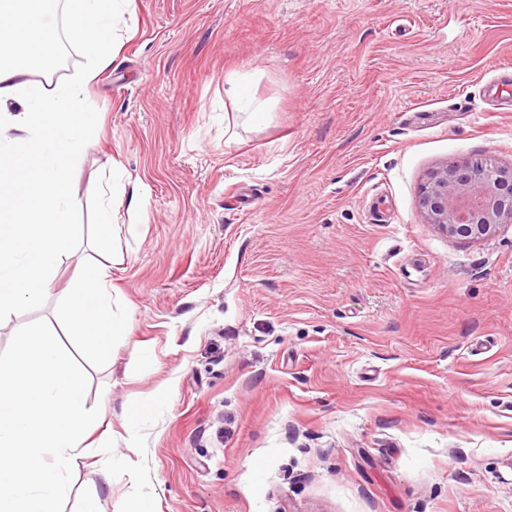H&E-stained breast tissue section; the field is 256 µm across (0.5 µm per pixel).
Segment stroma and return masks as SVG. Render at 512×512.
<instances>
[{"mask_svg":"<svg viewBox=\"0 0 512 512\" xmlns=\"http://www.w3.org/2000/svg\"><path fill=\"white\" fill-rule=\"evenodd\" d=\"M117 39L71 174L76 244L0 350L100 263L124 336L91 356L56 334L156 512H512V223L458 240L418 204L443 162H512V97L484 95L512 66V0H124ZM166 388L139 453L123 412ZM103 458L64 512L92 493L119 512L133 481ZM225 83L228 88L224 89V93L233 100L239 112H250L249 118H256L258 113L261 112V106L249 96L244 94L242 79L230 74L225 77Z\"/></svg>","mask_w":512,"mask_h":512,"instance_id":"stroma-1","label":"stroma"}]
</instances>
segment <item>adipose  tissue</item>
Here are the masks:
<instances>
[{
	"mask_svg": "<svg viewBox=\"0 0 512 512\" xmlns=\"http://www.w3.org/2000/svg\"><path fill=\"white\" fill-rule=\"evenodd\" d=\"M119 0H0V318L40 304L62 252L76 238L70 172L99 115L90 87L110 67ZM67 13L70 42L90 63L77 82L45 89L35 71H50ZM106 267L92 265L55 309L58 323L101 355L121 327L109 297Z\"/></svg>",
	"mask_w": 512,
	"mask_h": 512,
	"instance_id": "1",
	"label": "adipose tissue"
}]
</instances>
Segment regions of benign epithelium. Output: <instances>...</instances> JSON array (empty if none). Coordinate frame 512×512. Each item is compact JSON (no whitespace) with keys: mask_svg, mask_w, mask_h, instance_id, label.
Returning <instances> with one entry per match:
<instances>
[{"mask_svg":"<svg viewBox=\"0 0 512 512\" xmlns=\"http://www.w3.org/2000/svg\"><path fill=\"white\" fill-rule=\"evenodd\" d=\"M425 223L462 240H479L512 222V163L445 162L421 187Z\"/></svg>","mask_w":512,"mask_h":512,"instance_id":"7a95c632","label":"benign epithelium"}]
</instances>
